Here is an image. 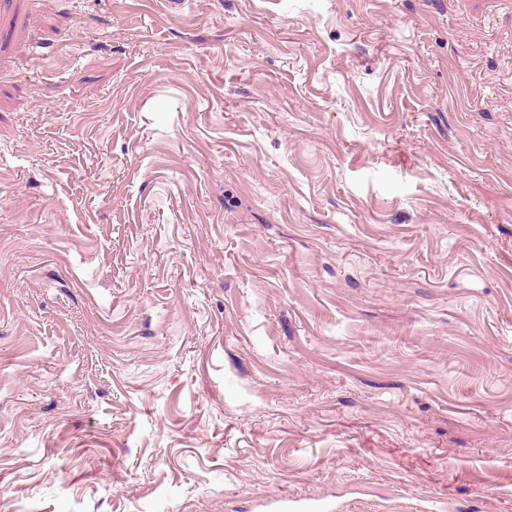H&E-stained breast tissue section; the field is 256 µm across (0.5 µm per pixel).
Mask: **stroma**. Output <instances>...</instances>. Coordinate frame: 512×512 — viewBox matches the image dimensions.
Returning <instances> with one entry per match:
<instances>
[{
	"label": "stroma",
	"instance_id": "1",
	"mask_svg": "<svg viewBox=\"0 0 512 512\" xmlns=\"http://www.w3.org/2000/svg\"><path fill=\"white\" fill-rule=\"evenodd\" d=\"M512 512V0H0V512Z\"/></svg>",
	"mask_w": 512,
	"mask_h": 512
}]
</instances>
